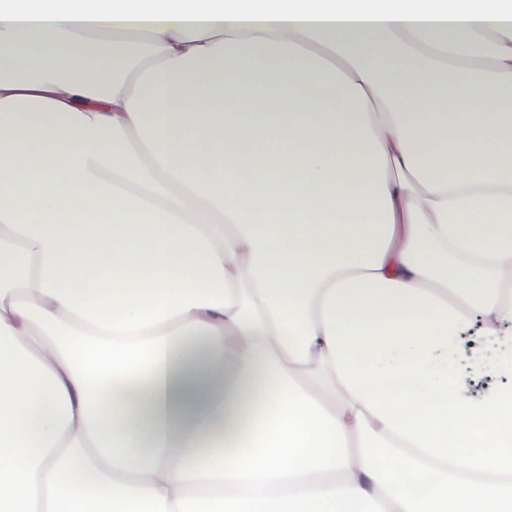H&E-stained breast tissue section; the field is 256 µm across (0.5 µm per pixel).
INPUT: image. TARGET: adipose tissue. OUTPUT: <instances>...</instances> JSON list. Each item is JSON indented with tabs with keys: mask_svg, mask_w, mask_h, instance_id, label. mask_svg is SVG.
I'll list each match as a JSON object with an SVG mask.
<instances>
[{
	"mask_svg": "<svg viewBox=\"0 0 512 512\" xmlns=\"http://www.w3.org/2000/svg\"><path fill=\"white\" fill-rule=\"evenodd\" d=\"M502 339L512 0H0V512H512Z\"/></svg>",
	"mask_w": 512,
	"mask_h": 512,
	"instance_id": "ef3b65f1",
	"label": "adipose tissue"
}]
</instances>
